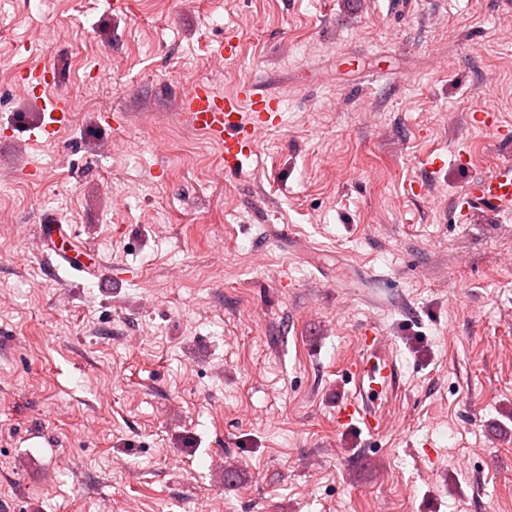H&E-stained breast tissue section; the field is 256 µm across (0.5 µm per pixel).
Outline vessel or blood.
<instances>
[{"label":"vessel or blood","instance_id":"vessel-or-blood-1","mask_svg":"<svg viewBox=\"0 0 512 512\" xmlns=\"http://www.w3.org/2000/svg\"><path fill=\"white\" fill-rule=\"evenodd\" d=\"M33 89L39 90L38 102L42 119L36 127L39 139H53L65 126L73 103L68 96H45L49 84L45 68L34 66L21 73ZM179 115L189 128L203 132L224 144V168L233 172L242 156L253 152L255 143L248 132L249 123L264 122L266 114L279 112V100L256 96L249 86H241L231 94L215 92L205 82L187 88L179 99ZM512 203V165L503 164L493 172L477 176L466 186L460 200L461 209L480 206L485 212L496 214ZM356 392L341 405L336 420L347 423L362 420L369 431L379 425V408L384 405L392 386V373L387 361L366 363L355 369Z\"/></svg>","mask_w":512,"mask_h":512}]
</instances>
